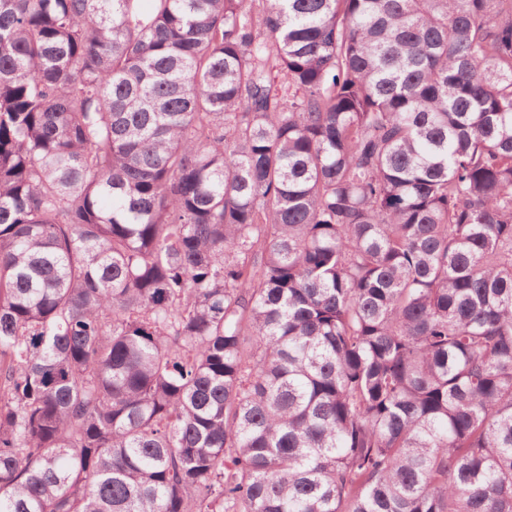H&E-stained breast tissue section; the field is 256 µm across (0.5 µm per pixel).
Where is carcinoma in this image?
I'll return each instance as SVG.
<instances>
[{"label":"carcinoma","mask_w":512,"mask_h":512,"mask_svg":"<svg viewBox=\"0 0 512 512\" xmlns=\"http://www.w3.org/2000/svg\"><path fill=\"white\" fill-rule=\"evenodd\" d=\"M0 512H512V0H0Z\"/></svg>","instance_id":"cac0c4a2"}]
</instances>
